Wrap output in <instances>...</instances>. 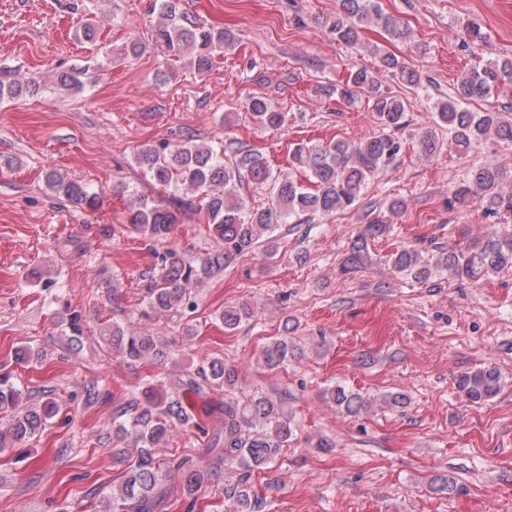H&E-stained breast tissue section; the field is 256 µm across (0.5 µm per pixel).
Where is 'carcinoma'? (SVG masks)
Returning <instances> with one entry per match:
<instances>
[{"mask_svg": "<svg viewBox=\"0 0 512 512\" xmlns=\"http://www.w3.org/2000/svg\"><path fill=\"white\" fill-rule=\"evenodd\" d=\"M153 7L160 16L151 35L155 44L169 57L191 54L194 72L208 73L223 55L224 47L230 44L231 35L199 24L180 8V0H153ZM365 25L379 27L395 41L403 42L410 37L408 26L383 12L378 0H339V10L330 22L329 31L338 43L354 46ZM485 39L479 24L469 22L463 27V45L483 43ZM377 56L381 70L392 78L411 86L418 83L417 72L405 59L381 49L377 50ZM36 86L33 77L0 82V100L19 98L34 91ZM509 93L512 94V58L479 62L460 75L454 95L433 103L434 122L448 129V143L464 155L490 137L509 145L512 117H506L493 106L480 112L471 109L474 103ZM339 94L352 103L367 97V106L380 132L357 142L297 143L292 164L308 171L304 182L274 173L266 158L250 149L234 148L233 158L226 161L224 150L199 143L192 135L173 147L163 145L136 153V163L156 185L177 191L184 189L192 194V204L204 211L208 229L223 244V250L198 261L185 258L172 247L159 254L158 269L146 285L148 308L153 313L194 310L195 289L223 271L229 256L242 254L257 245L263 246L268 255H275L274 232L281 225L293 217L328 216L355 207L368 181L395 161L401 149L395 133L406 126L410 103L381 90V83L366 68L351 71ZM249 110L253 120L263 127L276 128L283 122L282 113L263 97L253 98ZM502 181L500 169L491 165L474 166L455 186L454 198L464 204L476 196L487 215H511L512 193L502 192ZM46 183L53 194L83 209L94 211L100 205L97 194L80 183L64 180L55 172L47 173ZM249 184L268 189L265 205L255 208L247 204L241 189ZM404 208L405 201L395 198L386 206L387 215L364 225L362 233L350 242L347 269L361 267L367 259V239L390 233L391 218ZM176 223L178 216L174 210L144 195L137 196L129 207V226L150 240L165 242ZM390 261L397 274L418 282L448 274L478 283L491 274L512 268V230L495 229L482 241L448 250L439 246L430 250L422 241L414 240L400 246ZM259 317L260 313L247 302L226 306L219 315L226 332ZM102 340L127 363L168 357L159 337L129 328L117 320L104 326ZM291 357L293 346L288 339L281 338L263 349L259 362L272 370L288 363ZM501 381L499 371L487 367L458 376L456 386L469 401L479 403L493 397ZM218 391L224 393V400L211 402L205 410V415L214 422L208 444L218 458L235 461L244 469L235 483L224 488V498L228 501L226 512H262L263 500L249 478L253 471L272 463L280 449L288 446L293 435L291 416L284 397L273 398L259 391L241 393L238 375L222 358L186 370L169 385L147 380L116 406L113 435L130 441L131 448L119 452L125 463L123 480L102 496L99 512H158L167 492L162 487L163 481L174 475L180 479L186 497L195 498L203 479L191 469L189 459L174 456L162 463L155 449L169 441L177 428H202L189 400ZM329 394L333 403L349 415L366 408V400L360 394L340 386L332 388ZM22 400L23 391L11 374L1 373L0 413L8 417V422L0 428V452L34 437L58 412V405L52 399L45 400L41 407L24 405Z\"/></svg>", "mask_w": 512, "mask_h": 512, "instance_id": "1", "label": "carcinoma"}]
</instances>
